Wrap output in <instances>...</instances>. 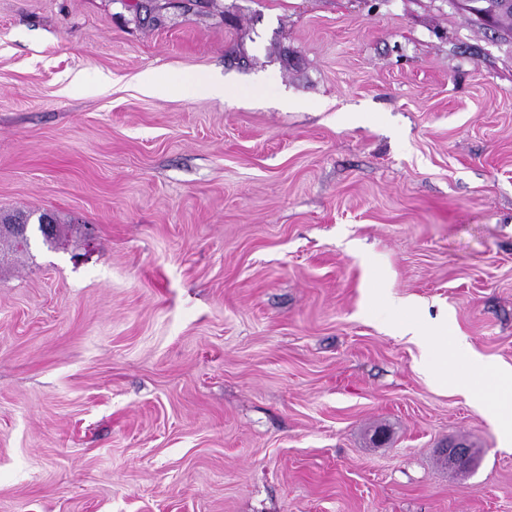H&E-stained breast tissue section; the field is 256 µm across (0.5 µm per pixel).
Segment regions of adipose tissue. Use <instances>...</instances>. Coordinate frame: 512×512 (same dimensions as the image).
Returning a JSON list of instances; mask_svg holds the SVG:
<instances>
[{"label":"adipose tissue","mask_w":512,"mask_h":512,"mask_svg":"<svg viewBox=\"0 0 512 512\" xmlns=\"http://www.w3.org/2000/svg\"><path fill=\"white\" fill-rule=\"evenodd\" d=\"M478 391L475 405L489 412L501 434L503 449L512 448V368L488 366L481 359H474L469 378Z\"/></svg>","instance_id":"1"}]
</instances>
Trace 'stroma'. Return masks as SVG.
Returning <instances> with one entry per match:
<instances>
[{"label": "stroma", "instance_id": "stroma-1", "mask_svg": "<svg viewBox=\"0 0 512 512\" xmlns=\"http://www.w3.org/2000/svg\"><path fill=\"white\" fill-rule=\"evenodd\" d=\"M134 2L0 0V214L64 226L0 245V512H512L463 393L512 366V34ZM404 335H410L417 340L422 347V354L419 361L420 369L428 375L431 380L437 382L441 379L440 364L441 360H446L448 341L442 340L441 336H432L431 343L424 341L423 336L416 330V322L413 319H407L403 324Z\"/></svg>", "mask_w": 512, "mask_h": 512}]
</instances>
